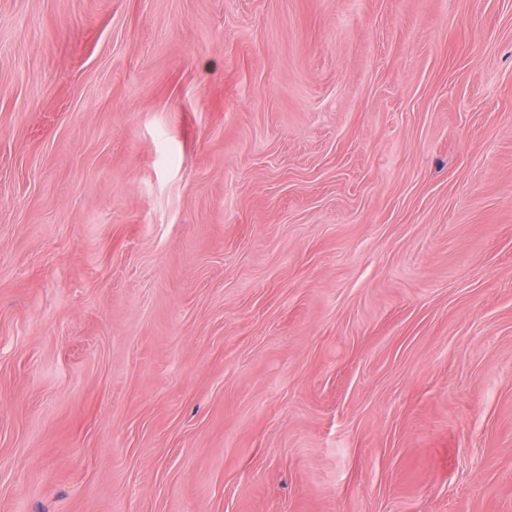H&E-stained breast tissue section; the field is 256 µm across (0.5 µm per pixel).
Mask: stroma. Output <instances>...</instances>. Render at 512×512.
Wrapping results in <instances>:
<instances>
[{
	"label": "stroma",
	"instance_id": "obj_1",
	"mask_svg": "<svg viewBox=\"0 0 512 512\" xmlns=\"http://www.w3.org/2000/svg\"><path fill=\"white\" fill-rule=\"evenodd\" d=\"M0 512H512V0H0Z\"/></svg>",
	"mask_w": 512,
	"mask_h": 512
}]
</instances>
